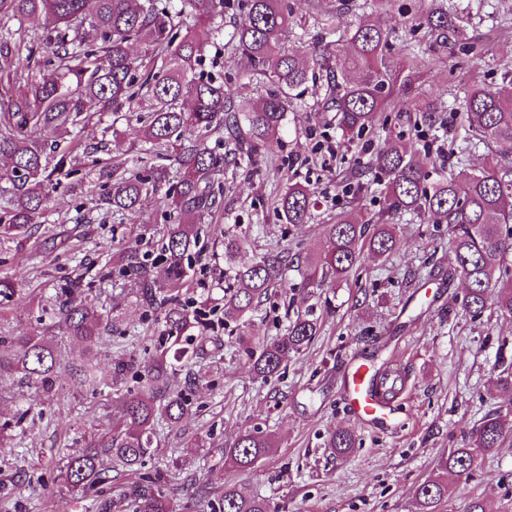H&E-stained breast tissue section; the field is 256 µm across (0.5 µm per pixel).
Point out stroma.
<instances>
[{"mask_svg":"<svg viewBox=\"0 0 512 512\" xmlns=\"http://www.w3.org/2000/svg\"><path fill=\"white\" fill-rule=\"evenodd\" d=\"M289 3L298 24L286 46L296 49L316 39H341L361 20L387 25L394 10L425 12L432 0H393L388 12L372 8L370 0ZM447 3L465 41L483 45L481 56L430 38L417 54L402 40L393 41L383 57L401 83L391 91L375 132L353 139L337 128L333 113L320 109L326 79L308 83L278 145L259 150L251 163L225 165L224 214L215 224L246 236L254 255L270 248L315 254L323 245L324 224L351 210L365 217L381 210L382 176H352L355 166L368 164L379 138H400L413 154L438 160L451 143L462 141L463 129L418 126L406 102H441L455 112L470 87L500 86L504 74L512 73V0ZM199 70L223 81L226 97L241 109L270 86L245 56L219 45L208 47ZM135 113L105 112L75 128L72 136L81 148L69 166L123 162L124 151L138 147L144 135ZM291 182L310 188L317 199L312 222L293 228L275 208ZM95 192L88 182L62 180L45 206L44 230L25 247L0 252V277H10L17 288L13 296H0V315L14 329L40 331L42 297L79 280L86 293L99 296L104 311L119 307L111 340L139 362L146 352L166 346L162 316L137 305L134 281L102 280L94 271L111 263L113 253L143 228H163L165 192L144 196L134 217L107 222L91 202ZM52 227L72 236L74 250L46 244L44 231ZM398 234L399 251L386 259L364 253L357 272L332 288L306 286L305 269L290 268L288 293L264 304L254 324L261 334L280 336L287 325L285 305L309 309L321 323L313 343L289 355L283 374L265 381L252 376L246 353L236 346L225 348L220 361L201 359L206 376L197 387L186 388L184 375H177L172 388L188 389L187 413L179 424L158 426L160 453L148 457L140 472L120 477V484L141 482L143 475L176 462V476L157 488L177 512H205L207 502L196 495L195 484L217 491L227 481L243 494L270 500L281 512H415L414 488L444 451L457 446L462 431L494 412L512 423V392L495 383L500 371L512 368V321L462 310L464 286L449 276L454 255L447 227L405 215ZM197 277L198 286L185 296L189 308L222 318L221 268L205 264ZM356 353L379 366L397 360L406 375V387L394 401L392 429L362 425L348 409L346 366ZM58 384L57 396L48 398L17 379L0 383V439L12 450L0 459V502L9 501L11 512H96L98 489L68 493L57 482L58 465L66 449L89 447L94 434L122 424L123 413L110 389L80 388L68 369H61ZM254 427L278 442L277 451L254 471L224 469L225 444ZM341 429L355 436L345 457L327 446L330 434ZM197 437L203 448L187 456L185 443ZM475 497L498 512H512V437L483 458L468 480L451 486L443 512H465Z\"/></svg>","mask_w":512,"mask_h":512,"instance_id":"1","label":"stroma"}]
</instances>
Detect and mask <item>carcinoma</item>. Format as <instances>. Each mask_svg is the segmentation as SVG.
I'll use <instances>...</instances> for the list:
<instances>
[{"instance_id":"1","label":"carcinoma","mask_w":512,"mask_h":512,"mask_svg":"<svg viewBox=\"0 0 512 512\" xmlns=\"http://www.w3.org/2000/svg\"><path fill=\"white\" fill-rule=\"evenodd\" d=\"M242 18L230 37L235 50L248 56L269 79L272 89L248 110L234 108L224 94V83L196 73L207 48L224 36V0H0V19L39 18L48 32L51 58L39 74L30 72L33 50L13 34H0V84L25 82L10 111L0 115V159L9 167L0 172L14 189L9 210L0 214V250L20 248L29 238L45 206L48 183L64 166L66 155L54 159L32 139L28 128H53L62 136L85 119L92 107L114 112L133 107L139 92L150 102L145 152L173 161L175 176L160 165L149 173L101 171L96 206L112 216L134 214L144 194L169 183L166 199L172 223L165 225L160 240L163 263L150 259V251L128 246L118 256L119 272L136 281V302L144 308L164 311L169 346L143 364L144 379L135 391L124 389L135 369L122 355L112 358V371H101L95 352L105 346L116 318L100 312L97 296L84 293L72 283L47 298L57 311V321L42 332L8 331L0 314V382L17 376L46 396L55 394L63 342L77 343L82 350L74 361V373L82 386L107 387L120 396L123 425L98 434L86 451L65 456L59 480L67 491L81 495L95 486L112 490V473L132 472L156 448L154 422L173 424L187 412L186 398L171 391L174 374L198 354H214L227 346L215 334L211 320L189 311L179 293L194 280L195 267L208 257L223 260L230 276L224 293V317L241 323L237 338L250 348L253 375L262 380L280 373L288 354L298 353L313 342L320 324L307 313L288 323L285 333L268 340L254 329L255 310L273 288L285 287L290 265L303 263L307 284L313 288L334 286L346 280L367 249L388 257L400 247L393 219L413 214L436 226L448 225L453 234L455 266L451 275L466 284L462 307L479 316L486 310L512 319V269L505 265L512 254V165L501 157L512 153V76L491 89L475 86L466 95L460 121L467 127V146L451 149L459 171L430 178L434 161L413 155L398 139L388 138L375 153L371 166L383 175L385 192L381 223L368 224L354 213L339 217L324 228V247L314 258L287 251H267L248 262L240 261L246 239L224 229V239L210 238V229L199 224L204 215L221 211L225 156L216 154L206 137L224 130L234 136L233 163L252 159L257 146L271 147L281 141L292 101L309 80L304 60L284 49L294 16L286 0H244ZM419 30L435 39L456 43L460 32L448 10L437 7L424 14L404 17L389 28L359 22L348 34L349 46L340 42L312 46L313 66L333 73L330 63L343 59L336 94L327 98L321 111L334 113L336 126L350 135L372 129L385 109L394 72L382 51L397 33ZM139 40L153 47L163 59L159 71L140 75L142 59L129 44ZM427 126L442 123L434 102L408 105ZM486 148L481 170L466 168L471 148ZM314 193L290 183L280 194L279 211L294 227L312 220ZM512 427L501 416L488 414L463 435V444L442 454L433 473L414 491L416 512H440L448 498V482L468 478L482 457L500 446ZM355 438L346 431L333 432L328 447L345 455ZM277 445L259 431L244 430L224 446V465L237 471L253 469L273 454ZM156 478L118 499L106 495L97 512H112L125 502L132 512H173V505L152 490ZM219 512H277L269 501L242 494L224 485Z\"/></svg>"}]
</instances>
